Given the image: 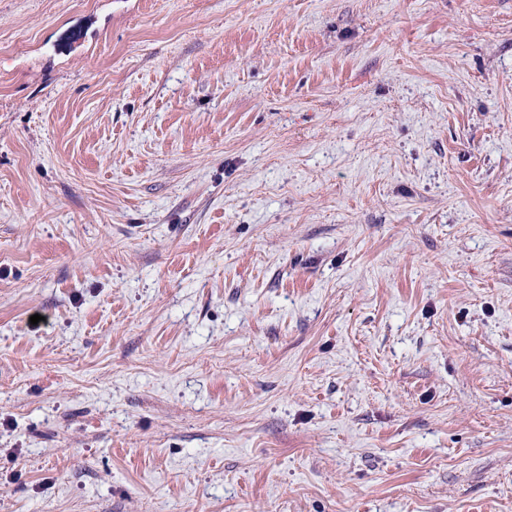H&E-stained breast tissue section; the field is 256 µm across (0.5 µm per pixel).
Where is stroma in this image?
<instances>
[{"label":"stroma","mask_w":512,"mask_h":512,"mask_svg":"<svg viewBox=\"0 0 512 512\" xmlns=\"http://www.w3.org/2000/svg\"><path fill=\"white\" fill-rule=\"evenodd\" d=\"M0 512H512V0H0Z\"/></svg>","instance_id":"obj_1"}]
</instances>
